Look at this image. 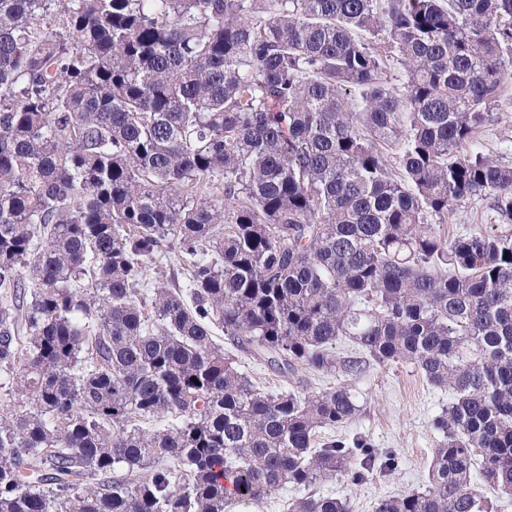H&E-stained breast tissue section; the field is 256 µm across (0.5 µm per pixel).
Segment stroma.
<instances>
[{"label": "stroma", "instance_id": "stroma-1", "mask_svg": "<svg viewBox=\"0 0 512 512\" xmlns=\"http://www.w3.org/2000/svg\"><path fill=\"white\" fill-rule=\"evenodd\" d=\"M479 148L501 162L512 164V104L494 110L478 140ZM362 413L348 423L346 432L370 436L375 447L392 450L398 467L391 474L360 484L338 480L321 484L323 493L349 498L353 512H374L386 496L425 487L438 435L432 420L446 405L447 390L431 388L414 365L400 362L371 367L354 385Z\"/></svg>", "mask_w": 512, "mask_h": 512}]
</instances>
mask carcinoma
<instances>
[{
	"label": "carcinoma",
	"mask_w": 512,
	"mask_h": 512,
	"mask_svg": "<svg viewBox=\"0 0 512 512\" xmlns=\"http://www.w3.org/2000/svg\"><path fill=\"white\" fill-rule=\"evenodd\" d=\"M511 81L512 0H0V512H351L316 488L397 462L320 430L406 361L451 398L375 512L512 498ZM478 140L479 148L501 162L512 164V100L494 110ZM490 216L484 208V204L480 200H473L468 203L466 208L459 209L454 217L449 221L444 230L448 237H452L458 231H485L489 224ZM237 356L238 369L249 375L264 390L277 393L280 392L281 390H287L291 388L292 382H290L289 385V382H287L285 379L277 378L273 375L268 374L267 370H265L260 365L256 364L252 359L241 354H238ZM304 488L297 486L286 485L279 489L262 503L240 505L233 510V512H285L288 500L302 497L306 494Z\"/></svg>",
	"instance_id": "obj_1"
}]
</instances>
